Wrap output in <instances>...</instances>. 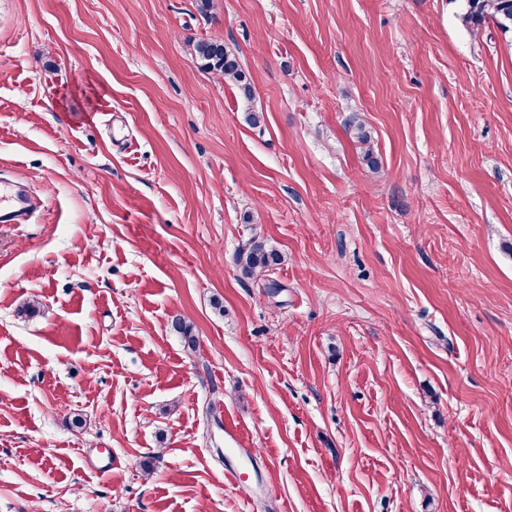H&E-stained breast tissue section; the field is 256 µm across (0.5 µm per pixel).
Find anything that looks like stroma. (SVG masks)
<instances>
[{"mask_svg": "<svg viewBox=\"0 0 512 512\" xmlns=\"http://www.w3.org/2000/svg\"><path fill=\"white\" fill-rule=\"evenodd\" d=\"M197 3L0 0V512H512V32ZM195 51L202 69L222 75L225 82L235 85L244 99L250 100L253 97L252 85L245 71L235 55L224 48L223 43L216 40L200 41ZM350 135L359 145L363 160L374 173L381 170V162L374 149V143L370 132L363 122H354L350 125ZM30 204L21 187L13 184L0 186V222L20 224L27 222ZM284 261L282 253L266 240L253 239L240 249L236 264L241 274L250 278L258 271L280 265Z\"/></svg>", "mask_w": 512, "mask_h": 512, "instance_id": "stroma-1", "label": "stroma"}]
</instances>
